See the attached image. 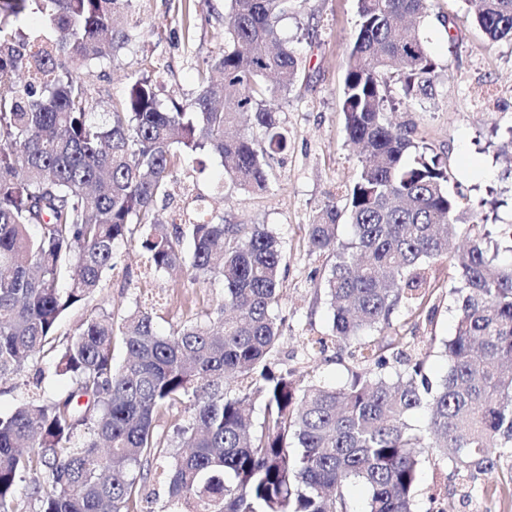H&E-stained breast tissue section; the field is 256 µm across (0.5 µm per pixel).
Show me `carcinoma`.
Segmentation results:
<instances>
[{"instance_id": "obj_1", "label": "carcinoma", "mask_w": 512, "mask_h": 512, "mask_svg": "<svg viewBox=\"0 0 512 512\" xmlns=\"http://www.w3.org/2000/svg\"><path fill=\"white\" fill-rule=\"evenodd\" d=\"M292 5L230 0L224 48L197 69L195 96L165 103L144 75L98 115L80 67L137 38L132 0H0L9 88L0 94V379L49 350L48 368L70 382L0 413V512H134L155 464L167 485L162 512H352L356 483L368 490L364 512H413L425 454L512 491V224L491 230L462 208L447 159L386 117L391 85L407 101L431 99L441 77L421 37L428 0H358L342 110L365 157L344 207L329 202L307 225L310 251L333 258L315 286L330 301L332 340L307 343L321 353L336 345V361L352 366L346 386L300 390L290 371L273 369L283 255L267 225L207 220L201 196L180 223L158 219L182 153L219 154L233 189L267 188L266 157L288 150L270 100L300 75L278 29ZM473 22L493 41L512 40V0H477ZM242 113L263 147L239 128ZM458 227L468 245L450 255ZM128 237L157 272L219 280L221 304L166 334L138 304L51 345ZM443 277L458 318L434 384L425 356L385 330L398 309L414 315L430 303ZM117 336L126 357L116 367ZM391 359L404 366L394 378ZM423 405L428 423L415 428L409 415ZM174 407L188 419L171 438L158 420Z\"/></svg>"}]
</instances>
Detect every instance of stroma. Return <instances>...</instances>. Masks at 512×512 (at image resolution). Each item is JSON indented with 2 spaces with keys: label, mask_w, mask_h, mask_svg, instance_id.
Here are the masks:
<instances>
[{
  "label": "stroma",
  "mask_w": 512,
  "mask_h": 512,
  "mask_svg": "<svg viewBox=\"0 0 512 512\" xmlns=\"http://www.w3.org/2000/svg\"><path fill=\"white\" fill-rule=\"evenodd\" d=\"M192 2L196 15L191 46L181 38L182 8ZM228 0H133L132 19L139 35L112 63L83 70L85 84L107 111L119 103L129 83L153 65L159 97H191L197 89L196 66L224 45ZM431 19L422 30L430 56L445 69L434 98L392 112L393 124H410L415 142L432 146L447 158L453 172L450 189L463 206L481 204V216L491 224H512V41L492 42L477 28L465 0H430ZM458 17L456 37H448L436 21L439 13ZM357 0H295L279 21L284 40L299 61L303 80L288 98L275 100L288 132L287 152L269 157L266 192L235 191L222 201L216 191L224 166L216 155L180 159L177 181L169 187L175 200L203 193L210 212L237 224H267L278 237L285 256L284 300L276 309L283 327L279 345L281 368L295 379H311L326 387L348 380L346 367L334 350L304 356L301 337L331 333L332 311L315 293L327 274L326 254L309 251L306 226L325 203L340 197L358 173L360 156L346 133L342 112L347 52L358 27ZM117 268L108 272L94 296L71 310L57 336L73 335L83 321L110 311L121 315L136 299L152 298L163 330L217 303L220 284L153 273L144 255L130 242L116 246ZM429 322L411 328L404 311L392 316V326L411 335L427 352L425 373L431 381L445 376L448 363L440 353L452 335L456 307L447 290H439ZM502 512L506 500L489 486L486 476L465 482L450 466L425 460L414 499V512Z\"/></svg>",
  "instance_id": "1"
}]
</instances>
